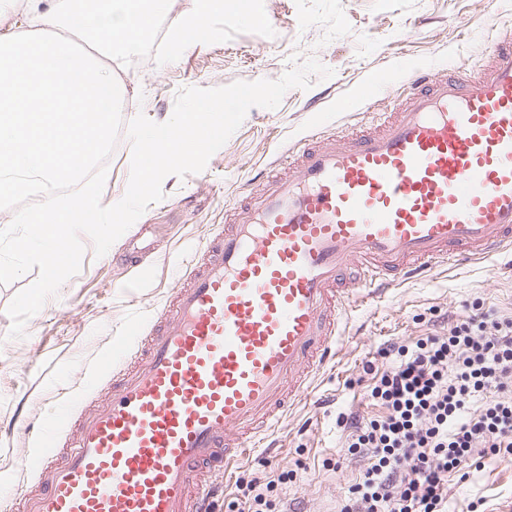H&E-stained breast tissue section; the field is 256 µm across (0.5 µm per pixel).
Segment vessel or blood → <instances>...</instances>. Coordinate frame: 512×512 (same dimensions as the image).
<instances>
[{"instance_id": "1", "label": "vessel or blood", "mask_w": 512, "mask_h": 512, "mask_svg": "<svg viewBox=\"0 0 512 512\" xmlns=\"http://www.w3.org/2000/svg\"><path fill=\"white\" fill-rule=\"evenodd\" d=\"M193 248L159 322L55 416L18 512H206L207 470L274 429L284 396L334 354L351 296L512 247V28L470 70L416 71L370 131L339 128L280 157Z\"/></svg>"}]
</instances>
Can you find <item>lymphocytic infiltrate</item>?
<instances>
[{
    "label": "lymphocytic infiltrate",
    "mask_w": 512,
    "mask_h": 512,
    "mask_svg": "<svg viewBox=\"0 0 512 512\" xmlns=\"http://www.w3.org/2000/svg\"><path fill=\"white\" fill-rule=\"evenodd\" d=\"M367 361L382 416L349 414L347 453L371 464L343 512H448V478L512 451V318L480 312L412 344L390 339ZM277 470L239 477L237 512H277Z\"/></svg>",
    "instance_id": "f902f5d3"
}]
</instances>
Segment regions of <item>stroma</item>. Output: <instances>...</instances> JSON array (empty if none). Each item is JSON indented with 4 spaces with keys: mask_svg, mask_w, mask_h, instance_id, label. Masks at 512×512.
<instances>
[{
    "mask_svg": "<svg viewBox=\"0 0 512 512\" xmlns=\"http://www.w3.org/2000/svg\"><path fill=\"white\" fill-rule=\"evenodd\" d=\"M264 9L274 37L243 33L224 43L193 44L170 64L148 57L116 70L126 123L140 113L157 123L169 119L182 88L276 80L310 57L333 75L307 90L290 89L276 108H251L202 172L164 179V199L150 205L104 256H95L90 238H83L80 271L27 321L25 338H9L6 314L38 273L0 285V498L14 501L34 484L21 464L33 444L30 426L44 422L51 407L63 406L107 350H121L128 320L160 312L176 285L185 246L205 242L279 152L301 146L319 128L369 127L377 113L391 111L412 69L477 65L492 27L512 23V0H264ZM376 82L387 92L373 98L369 89ZM131 154L127 135H119L107 162L103 205L124 196ZM477 309L512 318V249L434 270L392 288L373 307L355 309L336 365L317 375L314 401L289 412L276 454L258 448L231 478L213 474L214 512H230L237 477L269 468L298 472L281 493L283 512L298 502L307 512H341L368 461L345 457L348 431L339 419L353 411L382 412L366 399L365 362L387 340L413 343L437 317ZM448 512H512V452L451 476Z\"/></svg>",
    "mask_w": 512,
    "mask_h": 512,
    "instance_id": "1",
    "label": "stroma"
}]
</instances>
